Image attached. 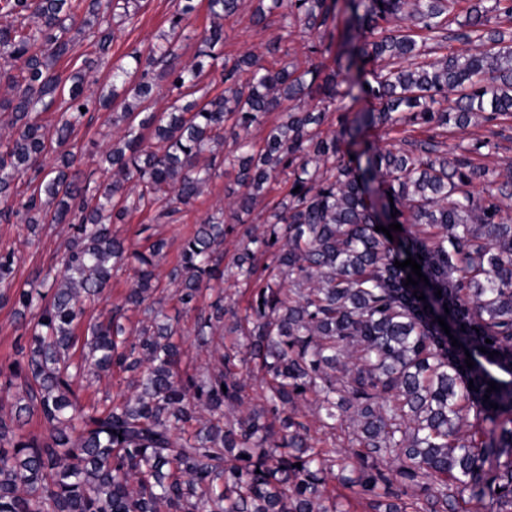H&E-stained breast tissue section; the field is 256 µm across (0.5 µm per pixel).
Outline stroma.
I'll return each mask as SVG.
<instances>
[{
	"label": "stroma",
	"instance_id": "stroma-1",
	"mask_svg": "<svg viewBox=\"0 0 512 512\" xmlns=\"http://www.w3.org/2000/svg\"><path fill=\"white\" fill-rule=\"evenodd\" d=\"M144 8L133 21L122 23L117 37L112 44L113 59L123 58L134 50L143 48L149 42L169 29V16L174 6L172 0H143ZM252 8L250 0H244L238 15L227 18L224 22L223 54L236 56L247 51L262 52L271 32L253 26L249 21ZM112 112L93 113L85 119L77 130L73 142L82 163L83 170L90 171L103 149L102 132L112 128ZM496 131L499 149L488 157L490 167L501 169L512 166V120L498 121L496 127L489 125L469 126L466 130L454 131V139L472 140ZM235 172L225 169L222 177L214 179L203 188L197 199L173 218H158L156 210H149L134 215L129 223L118 225L119 234L126 238L133 248L141 250L157 240H165L166 248L159 262V289L155 294L162 307L169 315L178 316L182 330L184 356L182 365L193 368L207 361L205 354L198 352L194 345L193 315H179V306L172 298L174 284L168 278L169 271L178 259L179 245L195 225L215 208L224 203V189L233 185ZM70 229L65 224H46L38 232H30L23 224L0 223V251L14 252L17 258L15 267L16 283L33 280L39 270L56 266L57 256L63 250Z\"/></svg>",
	"mask_w": 512,
	"mask_h": 512
}]
</instances>
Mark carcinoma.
I'll list each match as a JSON object with an SVG mask.
<instances>
[{"label":"carcinoma","instance_id":"1","mask_svg":"<svg viewBox=\"0 0 512 512\" xmlns=\"http://www.w3.org/2000/svg\"><path fill=\"white\" fill-rule=\"evenodd\" d=\"M239 7L208 0L199 32L195 0H176L169 32L112 64L111 91L98 94L87 75L110 54L112 19H132L141 0H0V84L12 92L0 97L12 127L0 138V219L33 233L73 230L60 273L28 289L14 287L15 256L0 255V304L12 305L26 336L0 365V391H21L0 413V512H352L355 502L369 512H461L488 492L495 512H512V178L475 163L498 148L492 139L449 143L438 132L512 118V0H252L250 22L267 28L273 18L276 34L261 53L225 58L215 48ZM338 13L342 52L329 68L321 58ZM80 14L75 30L67 21ZM297 32L309 38L303 69L285 60ZM190 40L198 49L184 64ZM450 42L474 50L436 56ZM268 55L276 65L264 64ZM66 57L80 67L58 71ZM161 82L172 105L156 112ZM217 83L224 90L213 96ZM361 93L377 109L326 135L329 116ZM118 102L122 127L98 163L112 173L105 184L59 148L87 114ZM53 106L61 112L49 129L39 116ZM282 106L255 145L250 128ZM372 126L390 147L366 140ZM223 167L236 171L235 186L182 239L168 273L181 312L194 314L196 348L213 357L189 371L178 320L153 301L166 242L132 250L112 225L157 203L179 213ZM18 182L32 187L25 200L15 199ZM280 183L259 236L243 216ZM377 191L388 223L401 225L398 246L375 231ZM238 226L226 264L224 235ZM410 256L430 283L427 311L405 285L409 269L394 266ZM130 259L123 303L86 321ZM226 276L249 293L242 315L224 304ZM136 311L147 320L127 325ZM439 317L468 352L448 344ZM226 334L244 343L227 346ZM251 363L266 391L258 407L244 396ZM105 371L128 375L126 388L82 403L78 392ZM491 381L499 390L489 393ZM309 395L324 433L349 429L343 453L310 436ZM472 410L501 420L499 431L485 439L466 428ZM35 416L38 431L28 429Z\"/></svg>","mask_w":512,"mask_h":512}]
</instances>
